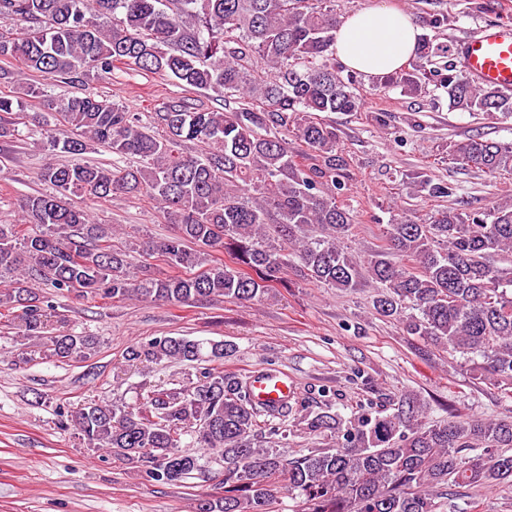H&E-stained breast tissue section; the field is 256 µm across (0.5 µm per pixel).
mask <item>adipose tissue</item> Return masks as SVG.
Wrapping results in <instances>:
<instances>
[{
  "instance_id": "ef3b65f1",
  "label": "adipose tissue",
  "mask_w": 512,
  "mask_h": 512,
  "mask_svg": "<svg viewBox=\"0 0 512 512\" xmlns=\"http://www.w3.org/2000/svg\"><path fill=\"white\" fill-rule=\"evenodd\" d=\"M419 35V26L405 13L383 6L354 10L336 28V57L364 75H387L404 66Z\"/></svg>"
}]
</instances>
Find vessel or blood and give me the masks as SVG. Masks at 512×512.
I'll return each mask as SVG.
<instances>
[{"label": "vessel or blood", "mask_w": 512, "mask_h": 512, "mask_svg": "<svg viewBox=\"0 0 512 512\" xmlns=\"http://www.w3.org/2000/svg\"><path fill=\"white\" fill-rule=\"evenodd\" d=\"M459 63L476 83L512 91V23L481 31L462 42ZM251 388L257 401L278 405L293 388L285 374L268 371L253 374Z\"/></svg>", "instance_id": "1"}]
</instances>
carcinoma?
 <instances>
[{"label": "carcinoma", "mask_w": 512, "mask_h": 512, "mask_svg": "<svg viewBox=\"0 0 512 512\" xmlns=\"http://www.w3.org/2000/svg\"><path fill=\"white\" fill-rule=\"evenodd\" d=\"M112 19L105 28L86 0H0V15L22 22L0 31V59L69 83L112 74L116 64L212 91L218 108L182 97L162 103L149 123L95 94L42 98L48 150L80 155L95 145L136 164H46L39 177L53 192L19 205L26 233L0 222V306L17 307L22 335L46 341L60 362L85 360L88 336H49L54 306L39 293L173 305L216 298L261 301L294 269L309 282L347 291L378 289L376 312L434 346L458 354L481 380L512 389V198L483 212L443 209L421 222L400 216L385 226L386 244L362 258L345 246L354 216L337 200L349 163L324 112H356L358 73L336 61V0H95ZM448 46L419 38L409 67L380 76L384 89L418 98L430 86L448 108L512 117V94L485 88L447 58ZM21 101L0 95V137L19 134ZM54 117L50 123L44 115ZM200 147L182 151L187 143ZM312 152L298 159L292 143ZM451 159L490 175L512 174V141L480 137L448 145ZM412 195L436 199L456 184L415 172ZM141 195L174 225L137 255L110 244L112 229L70 205L69 197ZM219 252L227 261L213 259ZM156 258L174 273L133 275L137 258ZM232 347L184 336L129 347L125 359L193 365L197 381L153 390L135 407L89 402L60 420L87 447L144 466L147 480L180 481L200 470L180 450L181 436L220 453L224 496L198 512H274L278 490L298 499L297 512H436L448 488L512 489V420L423 421L425 406L407 396L397 411L361 422L334 448L286 459L257 444L261 424L288 416V404L255 402L248 376L224 373ZM313 431L336 432V416L307 418Z\"/></svg>", "instance_id": "cac0c4a2"}]
</instances>
